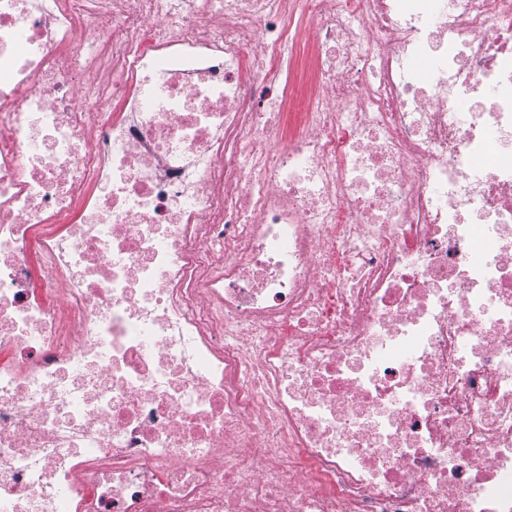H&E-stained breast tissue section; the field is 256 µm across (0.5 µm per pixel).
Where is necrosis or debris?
Segmentation results:
<instances>
[{
  "label": "necrosis or debris",
  "mask_w": 512,
  "mask_h": 512,
  "mask_svg": "<svg viewBox=\"0 0 512 512\" xmlns=\"http://www.w3.org/2000/svg\"><path fill=\"white\" fill-rule=\"evenodd\" d=\"M0 512H512V0H0Z\"/></svg>",
  "instance_id": "obj_1"
}]
</instances>
